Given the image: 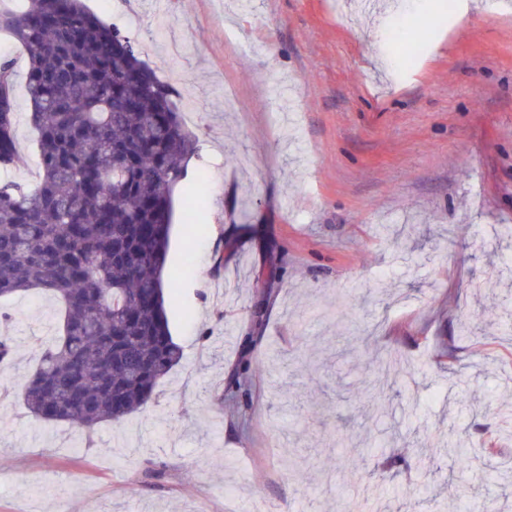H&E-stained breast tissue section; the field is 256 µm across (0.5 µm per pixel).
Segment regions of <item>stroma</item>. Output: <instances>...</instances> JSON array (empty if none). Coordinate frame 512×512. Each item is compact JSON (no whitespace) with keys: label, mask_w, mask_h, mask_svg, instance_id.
Segmentation results:
<instances>
[{"label":"stroma","mask_w":512,"mask_h":512,"mask_svg":"<svg viewBox=\"0 0 512 512\" xmlns=\"http://www.w3.org/2000/svg\"><path fill=\"white\" fill-rule=\"evenodd\" d=\"M85 4L177 89L199 139L164 270L183 358L121 422L49 424L20 386L59 305L5 300L0 512H350L364 482L386 512H435L432 494L452 474L468 487V471L443 456L416 487L335 437L367 458L448 430L478 453L512 449V260L497 236L512 226V0ZM3 57L24 156L8 177L32 187L28 52L1 33ZM386 353L418 387L383 414L369 383ZM245 360L251 391L232 405Z\"/></svg>","instance_id":"obj_1"}]
</instances>
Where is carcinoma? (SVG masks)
Listing matches in <instances>:
<instances>
[{
    "mask_svg": "<svg viewBox=\"0 0 512 512\" xmlns=\"http://www.w3.org/2000/svg\"><path fill=\"white\" fill-rule=\"evenodd\" d=\"M0 31L28 51L29 122L39 183L0 182V299L31 289L61 305L58 335L22 385L26 408L90 436L153 400L182 358L170 333L164 282L174 205L197 138L178 93L84 0H24ZM0 169L23 161L15 135L14 69L0 61ZM14 338L0 336V371ZM245 364L227 392L249 387ZM471 468L462 440L441 449Z\"/></svg>",
    "mask_w": 512,
    "mask_h": 512,
    "instance_id": "obj_1",
    "label": "carcinoma"
}]
</instances>
